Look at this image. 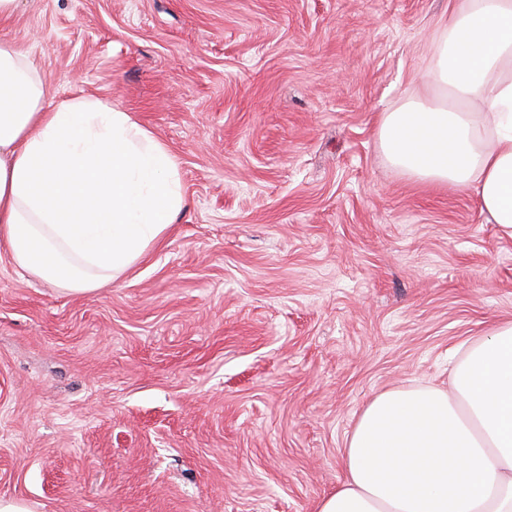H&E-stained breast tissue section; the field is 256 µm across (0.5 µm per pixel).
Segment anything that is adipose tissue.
<instances>
[{
    "instance_id": "adipose-tissue-1",
    "label": "adipose tissue",
    "mask_w": 512,
    "mask_h": 512,
    "mask_svg": "<svg viewBox=\"0 0 512 512\" xmlns=\"http://www.w3.org/2000/svg\"><path fill=\"white\" fill-rule=\"evenodd\" d=\"M423 82L376 135L410 178L474 191L512 228V0H454ZM185 206L168 147L93 97L51 100L0 43V248L68 293L140 261ZM317 512H512V322L470 343L447 386L389 388L357 417Z\"/></svg>"
}]
</instances>
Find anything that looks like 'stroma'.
<instances>
[{"label": "stroma", "instance_id": "stroma-1", "mask_svg": "<svg viewBox=\"0 0 512 512\" xmlns=\"http://www.w3.org/2000/svg\"><path fill=\"white\" fill-rule=\"evenodd\" d=\"M451 0H18L54 100L170 150L187 204L70 294L0 249V499L31 512H316L381 390L512 320V230L409 179L382 113Z\"/></svg>", "mask_w": 512, "mask_h": 512}]
</instances>
